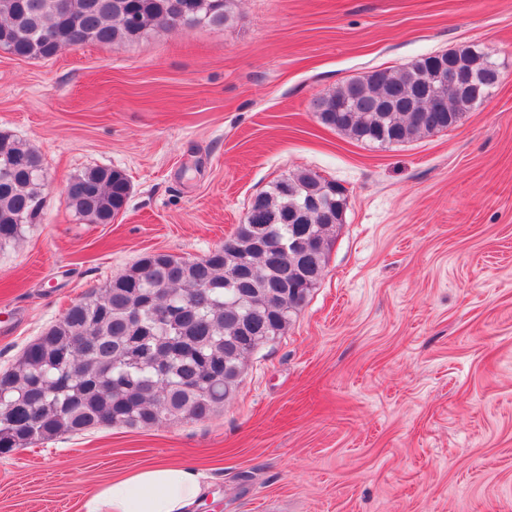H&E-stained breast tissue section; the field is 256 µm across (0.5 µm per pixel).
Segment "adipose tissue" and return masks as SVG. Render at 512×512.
<instances>
[{"instance_id": "adipose-tissue-1", "label": "adipose tissue", "mask_w": 512, "mask_h": 512, "mask_svg": "<svg viewBox=\"0 0 512 512\" xmlns=\"http://www.w3.org/2000/svg\"><path fill=\"white\" fill-rule=\"evenodd\" d=\"M208 477L173 462L128 471L88 496L83 512H197L206 497Z\"/></svg>"}]
</instances>
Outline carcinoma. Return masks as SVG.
<instances>
[{
    "label": "carcinoma",
    "mask_w": 512,
    "mask_h": 512,
    "mask_svg": "<svg viewBox=\"0 0 512 512\" xmlns=\"http://www.w3.org/2000/svg\"><path fill=\"white\" fill-rule=\"evenodd\" d=\"M0 0V49L47 60L68 46L130 43L155 29L222 26L231 0ZM443 61L468 87L438 107L430 80ZM500 71L461 46L376 70L315 98L319 122L379 145L443 131L489 95ZM42 155L0 132V245L19 240L47 202ZM131 193L118 168L71 178L65 203L89 224H110ZM344 189L309 169L256 194L224 248L199 258L146 254L100 295L64 315L0 373V454L62 434L162 420H200L237 391L245 359L280 336L325 274ZM297 291L277 287L283 272Z\"/></svg>",
    "instance_id": "carcinoma-1"
}]
</instances>
